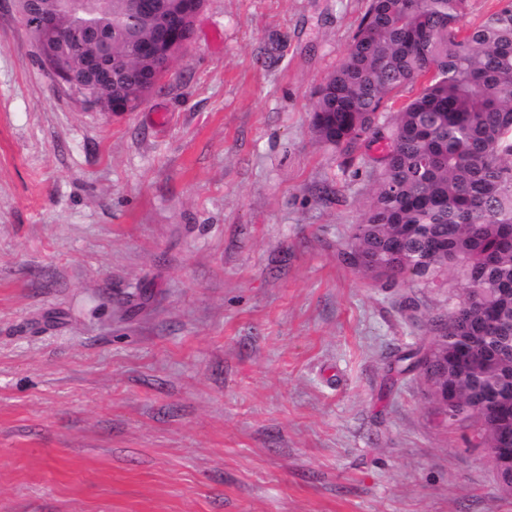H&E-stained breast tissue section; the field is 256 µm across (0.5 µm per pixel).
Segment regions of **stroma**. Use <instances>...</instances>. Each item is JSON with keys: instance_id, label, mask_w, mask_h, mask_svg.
Wrapping results in <instances>:
<instances>
[{"instance_id": "35a3bbf8", "label": "stroma", "mask_w": 512, "mask_h": 512, "mask_svg": "<svg viewBox=\"0 0 512 512\" xmlns=\"http://www.w3.org/2000/svg\"><path fill=\"white\" fill-rule=\"evenodd\" d=\"M368 0H207L135 112L0 0V512H512L397 354L448 291L341 263L371 197L313 94Z\"/></svg>"}]
</instances>
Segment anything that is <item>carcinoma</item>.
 Listing matches in <instances>:
<instances>
[{"mask_svg": "<svg viewBox=\"0 0 512 512\" xmlns=\"http://www.w3.org/2000/svg\"><path fill=\"white\" fill-rule=\"evenodd\" d=\"M133 0H40L57 13L72 65L85 53L78 33L109 42L112 80L82 95L102 112H133L175 59H141L143 41L164 42L150 11ZM473 0H369L347 51L314 92L315 138L352 160L362 143H383L374 189L346 248L356 271L391 286L450 287L448 316L432 323L437 394L448 388V425L470 423L478 396L512 447V0L478 21ZM194 17L179 25L180 51ZM415 94L398 102L400 93ZM344 248V249H346ZM344 249L338 250L343 256Z\"/></svg>", "mask_w": 512, "mask_h": 512, "instance_id": "obj_1", "label": "carcinoma"}]
</instances>
